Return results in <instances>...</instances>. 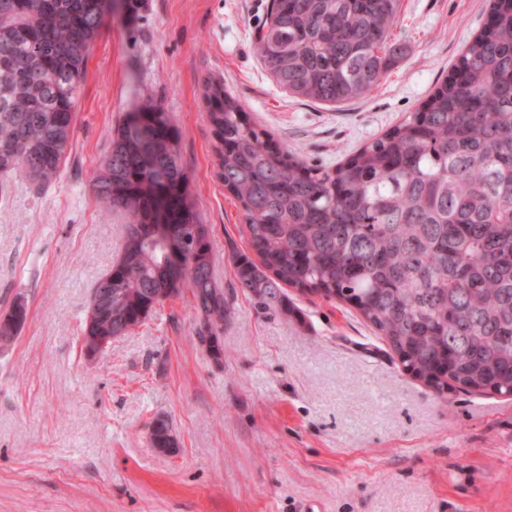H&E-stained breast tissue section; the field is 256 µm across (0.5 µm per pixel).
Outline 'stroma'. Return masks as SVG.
I'll use <instances>...</instances> for the list:
<instances>
[{"label": "stroma", "instance_id": "1", "mask_svg": "<svg viewBox=\"0 0 512 512\" xmlns=\"http://www.w3.org/2000/svg\"><path fill=\"white\" fill-rule=\"evenodd\" d=\"M490 0H399L404 55L340 105L279 88L255 50L270 0H143L107 16L88 56L62 173L15 177L0 205V512H512V396L437 393L393 361L352 306L289 290L259 310L235 286L248 251L214 173L204 93L223 81L248 121L323 169L421 109L487 22ZM176 120L213 276L232 309L221 360L195 336L190 295L87 358L92 289L120 253L122 212L90 177L125 116ZM178 441L151 443L156 419Z\"/></svg>", "mask_w": 512, "mask_h": 512}]
</instances>
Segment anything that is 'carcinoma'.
Instances as JSON below:
<instances>
[{"label":"carcinoma","instance_id":"1","mask_svg":"<svg viewBox=\"0 0 512 512\" xmlns=\"http://www.w3.org/2000/svg\"><path fill=\"white\" fill-rule=\"evenodd\" d=\"M104 0H0V202L23 176H60ZM398 0H270L257 50L281 89L341 104L376 87L401 48ZM217 176L241 206L250 252L235 287L261 310L285 288L352 305L401 368L432 390L512 395V0L461 52L418 112L332 170L310 165L251 126L224 82L207 86ZM126 120L92 176L123 211L122 251L92 291L112 306L83 343L124 336L164 299L188 291L197 339L231 310L212 277L181 162V131L148 103ZM156 448L177 441L164 419Z\"/></svg>","mask_w":512,"mask_h":512}]
</instances>
